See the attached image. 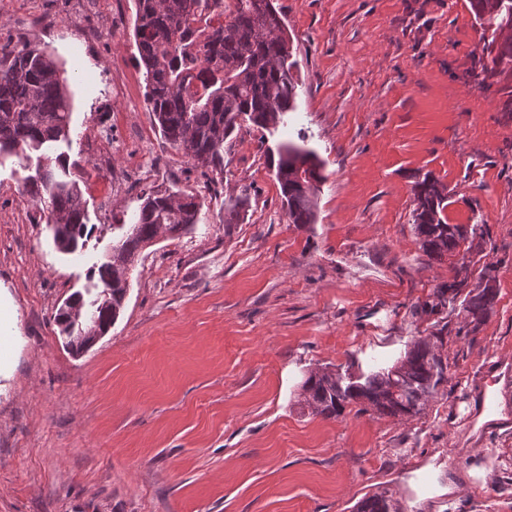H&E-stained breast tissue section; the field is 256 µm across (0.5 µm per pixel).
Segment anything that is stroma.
<instances>
[{"label":"stroma","mask_w":512,"mask_h":512,"mask_svg":"<svg viewBox=\"0 0 512 512\" xmlns=\"http://www.w3.org/2000/svg\"><path fill=\"white\" fill-rule=\"evenodd\" d=\"M275 5L298 107L273 134L234 132L212 179L146 110L135 0H0L9 46L65 65L67 152L95 226L82 252H58L24 190L35 159L0 161V512H356L375 493L398 512H512V112L471 75L492 30L469 0ZM103 133L134 149L116 164L152 176L109 189ZM286 140L323 163L305 226L263 153ZM427 175L449 223L477 228L467 286L498 289L480 325L436 304L460 261L420 249L412 188ZM157 187L201 196L199 223L142 251L110 332L72 354L57 307ZM438 332L448 380L420 414L299 408L310 374L362 378Z\"/></svg>","instance_id":"stroma-1"}]
</instances>
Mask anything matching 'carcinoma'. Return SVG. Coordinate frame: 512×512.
<instances>
[{"mask_svg":"<svg viewBox=\"0 0 512 512\" xmlns=\"http://www.w3.org/2000/svg\"><path fill=\"white\" fill-rule=\"evenodd\" d=\"M224 0H136L134 38L144 68L147 110L163 137L194 166L217 175L224 173V141L243 122L266 129L296 110V85L291 75L290 37L274 0H232L224 10V24H210L208 7ZM474 18L498 32L512 31V0H469ZM477 76L485 84L494 79L498 92L512 105V40L494 37L475 58ZM72 92L53 55L37 45L19 50L0 46V157L39 151L36 174L25 184L39 204L53 243L72 255L94 232L88 225L81 190L71 175L65 153L51 156L45 149L69 141ZM317 155L293 142L278 146L275 177L290 224L316 220L314 192L324 180ZM414 222L421 250L431 260L469 253L476 229L446 222L448 195L426 177L413 187ZM202 198L193 193L152 191L140 205L112 256L93 265V288L76 291L70 299L85 312L82 326L57 309L59 335L79 352L83 337L109 331L122 310L127 284L125 267L134 265L145 243L160 227L183 233L200 220ZM497 288L490 278L468 292L461 308L473 322L493 309ZM446 364L435 345L422 339L393 367L373 373L362 383L342 384L325 373L310 376L303 405L314 415L334 418L346 406L360 403L385 416L416 414L446 380ZM357 512H393L385 494L364 497Z\"/></svg>","mask_w":512,"mask_h":512,"instance_id":"cac0c4a2","label":"carcinoma"}]
</instances>
